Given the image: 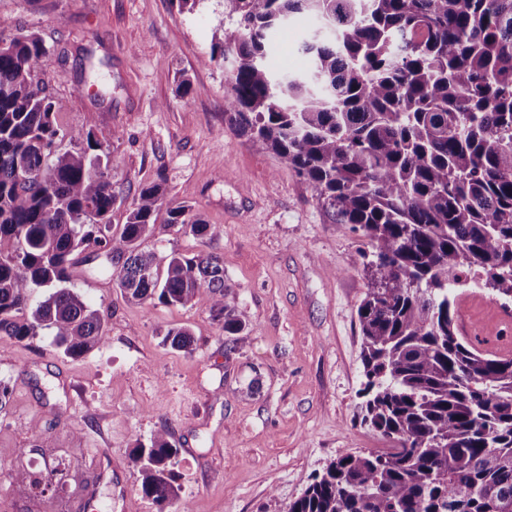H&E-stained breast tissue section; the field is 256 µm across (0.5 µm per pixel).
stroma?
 Instances as JSON below:
<instances>
[{"instance_id":"obj_1","label":"stroma","mask_w":512,"mask_h":512,"mask_svg":"<svg viewBox=\"0 0 512 512\" xmlns=\"http://www.w3.org/2000/svg\"><path fill=\"white\" fill-rule=\"evenodd\" d=\"M9 28L45 53L35 73L62 129L92 130L107 153L113 229L142 186L159 182L164 207L145 248L224 260V302L246 325L234 343L210 305L128 301L119 263L87 257L72 271L103 315L100 348L65 356L52 332L0 337V512H287L309 479L345 451L389 447L357 419L363 380L357 309L367 281L366 240L337 223L312 187L254 149L224 118L230 66L206 64L223 21L217 0L193 12L173 0H0ZM316 16L291 19L273 45L277 68L306 69L303 40ZM187 94H180V84ZM189 205L215 230L200 240L167 227ZM462 318L484 349L512 336L485 288ZM190 330L193 351L165 344ZM166 433L177 450L174 496L141 492L130 451ZM58 470L42 490L18 482L31 457Z\"/></svg>"}]
</instances>
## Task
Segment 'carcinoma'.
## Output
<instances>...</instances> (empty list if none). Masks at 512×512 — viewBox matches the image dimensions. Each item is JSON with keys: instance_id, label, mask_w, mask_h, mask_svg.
<instances>
[{"instance_id": "1", "label": "carcinoma", "mask_w": 512, "mask_h": 512, "mask_svg": "<svg viewBox=\"0 0 512 512\" xmlns=\"http://www.w3.org/2000/svg\"><path fill=\"white\" fill-rule=\"evenodd\" d=\"M208 62L232 60L224 115L258 150L306 181L340 223L368 240L358 308V418L392 448L346 451L288 512H512V356L459 329L470 280L512 300V0H221ZM309 12L325 31L303 45L306 71L270 64L268 31ZM31 34L0 38V337L54 332L69 357L106 340L101 312L71 287L90 250L123 259L131 301L182 306L206 297L224 335L245 324L224 305V260L159 258L143 247L164 203L141 188L112 233L108 159L92 131L65 132L34 72ZM73 147L62 146L64 140ZM170 226L213 234L189 206ZM48 289L30 306L33 293ZM164 342L189 351L186 327ZM165 434L132 450L142 493L173 495Z\"/></svg>"}]
</instances>
